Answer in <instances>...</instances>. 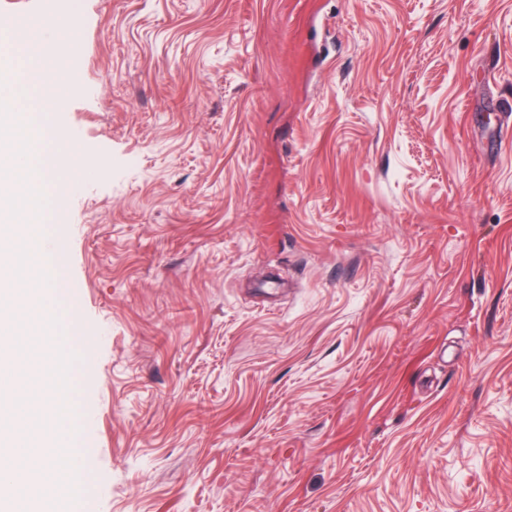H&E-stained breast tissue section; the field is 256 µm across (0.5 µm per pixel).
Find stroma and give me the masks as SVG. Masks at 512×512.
<instances>
[{
  "mask_svg": "<svg viewBox=\"0 0 512 512\" xmlns=\"http://www.w3.org/2000/svg\"><path fill=\"white\" fill-rule=\"evenodd\" d=\"M79 11L65 512H512V0Z\"/></svg>",
  "mask_w": 512,
  "mask_h": 512,
  "instance_id": "35a3bbf8",
  "label": "stroma"
}]
</instances>
